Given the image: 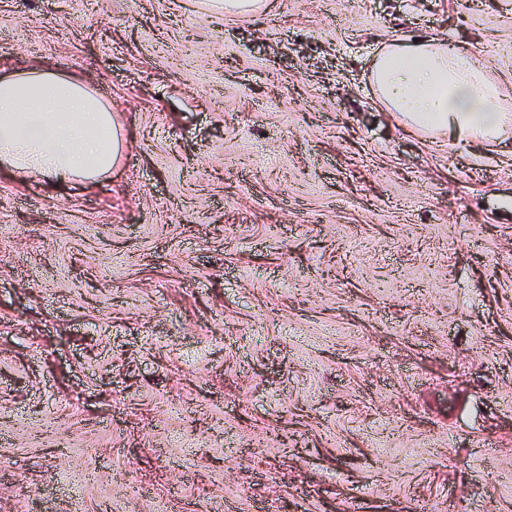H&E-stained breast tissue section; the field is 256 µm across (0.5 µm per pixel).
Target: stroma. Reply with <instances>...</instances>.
<instances>
[{
	"mask_svg": "<svg viewBox=\"0 0 512 512\" xmlns=\"http://www.w3.org/2000/svg\"><path fill=\"white\" fill-rule=\"evenodd\" d=\"M0 0V70L123 123L98 187L0 174V512H512V140L378 105V42L512 0ZM210 6L213 11H229L239 14H255L266 12L268 0H211Z\"/></svg>",
	"mask_w": 512,
	"mask_h": 512,
	"instance_id": "1",
	"label": "stroma"
}]
</instances>
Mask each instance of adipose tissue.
I'll return each mask as SVG.
<instances>
[{"label": "adipose tissue", "mask_w": 512, "mask_h": 512, "mask_svg": "<svg viewBox=\"0 0 512 512\" xmlns=\"http://www.w3.org/2000/svg\"><path fill=\"white\" fill-rule=\"evenodd\" d=\"M380 106L426 135L500 141L512 112L477 53L433 38L381 43L371 68ZM122 157L121 124L80 79L39 68L0 76V169L24 183L97 185Z\"/></svg>", "instance_id": "adipose-tissue-1"}]
</instances>
